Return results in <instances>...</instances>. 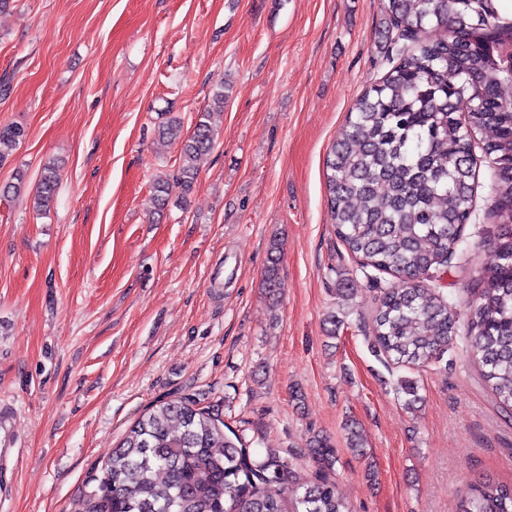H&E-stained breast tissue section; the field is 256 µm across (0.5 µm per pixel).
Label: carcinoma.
<instances>
[{
    "label": "carcinoma",
    "instance_id": "cac0c4a2",
    "mask_svg": "<svg viewBox=\"0 0 512 512\" xmlns=\"http://www.w3.org/2000/svg\"><path fill=\"white\" fill-rule=\"evenodd\" d=\"M504 0H382L397 63L351 106L325 160L328 213L345 249L397 282L381 291L371 349L402 366L428 364L456 340L461 314L423 284L462 243L470 222L480 145L490 184L495 264L479 273L466 313L465 351L498 404L512 408V13ZM210 113L200 115L172 176L151 186L156 209L173 189L181 202L198 178L196 161L214 147ZM490 133L484 140L477 135ZM25 137L0 128V162ZM59 188L58 165L43 166L34 208L45 212ZM280 244L272 242L264 288L284 284ZM398 393L410 409L418 385L403 377ZM215 406L193 396L160 400L112 451L76 512H351L336 485L320 478L303 491L292 482L294 454L267 448L251 457L224 433ZM307 455L321 471L336 463L323 435ZM456 512H512V482L473 484Z\"/></svg>",
    "mask_w": 512,
    "mask_h": 512
}]
</instances>
